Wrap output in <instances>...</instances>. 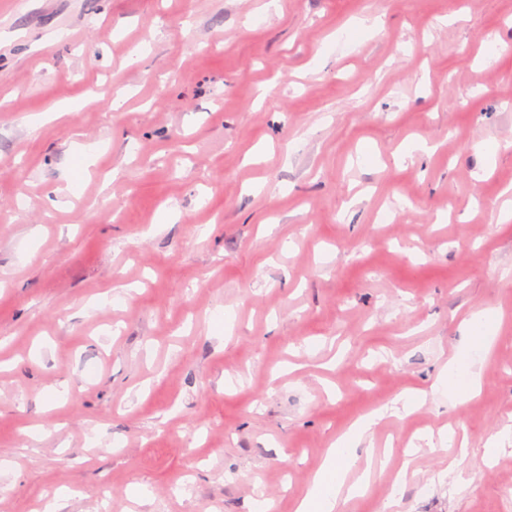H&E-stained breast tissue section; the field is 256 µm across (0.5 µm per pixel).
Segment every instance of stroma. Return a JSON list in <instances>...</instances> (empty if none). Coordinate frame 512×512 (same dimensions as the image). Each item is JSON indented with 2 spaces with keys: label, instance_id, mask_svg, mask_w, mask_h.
Returning a JSON list of instances; mask_svg holds the SVG:
<instances>
[{
  "label": "stroma",
  "instance_id": "35a3bbf8",
  "mask_svg": "<svg viewBox=\"0 0 512 512\" xmlns=\"http://www.w3.org/2000/svg\"><path fill=\"white\" fill-rule=\"evenodd\" d=\"M509 201L512 0H0V512H512ZM432 388L433 390L448 388V394L458 393L468 399L478 394L479 380L470 370L462 369L456 363H451L448 375L439 374ZM382 417L380 410L360 417L327 448L320 470L313 477L307 494L296 502L294 512H335L342 498L362 491L363 486L350 484L348 476L359 460V445Z\"/></svg>",
  "mask_w": 512,
  "mask_h": 512
}]
</instances>
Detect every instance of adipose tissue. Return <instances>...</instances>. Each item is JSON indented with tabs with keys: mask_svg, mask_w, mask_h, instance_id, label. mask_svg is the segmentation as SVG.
Listing matches in <instances>:
<instances>
[{
	"mask_svg": "<svg viewBox=\"0 0 512 512\" xmlns=\"http://www.w3.org/2000/svg\"><path fill=\"white\" fill-rule=\"evenodd\" d=\"M382 416L378 410L360 417L327 448L320 470L307 494L296 502L294 512H336L341 499L361 492V484L349 482L348 476L359 460V445Z\"/></svg>",
	"mask_w": 512,
	"mask_h": 512,
	"instance_id": "obj_1",
	"label": "adipose tissue"
}]
</instances>
